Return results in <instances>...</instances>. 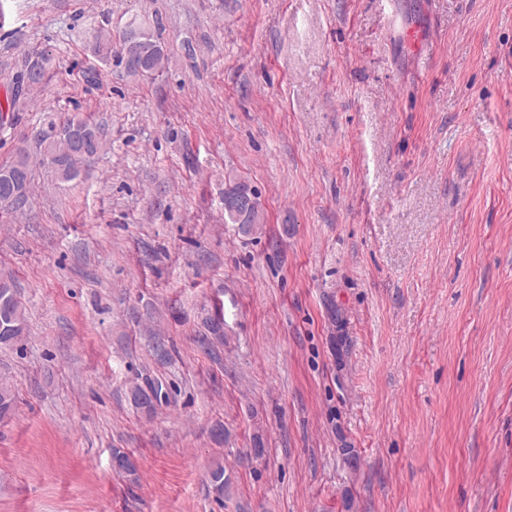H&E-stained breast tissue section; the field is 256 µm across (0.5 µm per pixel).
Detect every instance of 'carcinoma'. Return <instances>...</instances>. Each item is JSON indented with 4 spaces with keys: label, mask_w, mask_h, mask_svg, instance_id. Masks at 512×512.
<instances>
[{
    "label": "carcinoma",
    "mask_w": 512,
    "mask_h": 512,
    "mask_svg": "<svg viewBox=\"0 0 512 512\" xmlns=\"http://www.w3.org/2000/svg\"><path fill=\"white\" fill-rule=\"evenodd\" d=\"M129 32H137L150 62L142 73L152 75L159 72L165 63L161 42L147 29L129 27ZM48 57H28L13 82V95L8 106L16 104L19 91L42 83ZM36 139L44 147L45 159L54 167L62 182L74 180L87 159L107 149V142L100 129L83 119H70L50 132H40ZM32 192L30 157L26 152L18 153L9 165L0 167V204L23 205ZM28 330L25 310L17 299L13 281L8 276L0 277V346H11L26 336ZM148 389L137 386L132 391L134 402L139 406H149L152 400L162 396V383L149 382ZM209 481L216 496H224L228 479L224 467L210 470Z\"/></svg>",
    "instance_id": "obj_1"
}]
</instances>
